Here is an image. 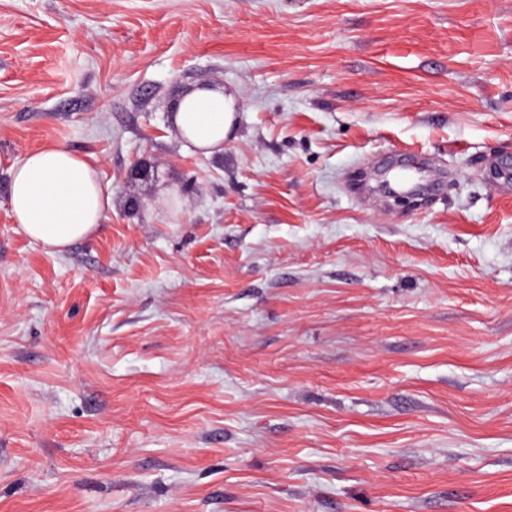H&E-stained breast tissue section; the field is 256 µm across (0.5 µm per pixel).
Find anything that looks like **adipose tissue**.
I'll return each mask as SVG.
<instances>
[{"mask_svg":"<svg viewBox=\"0 0 512 512\" xmlns=\"http://www.w3.org/2000/svg\"><path fill=\"white\" fill-rule=\"evenodd\" d=\"M232 103L222 90L201 88L179 100L175 122L184 138L208 151L231 134ZM5 191L15 223L53 252L94 233L112 208L97 169L58 145L29 151L12 164Z\"/></svg>","mask_w":512,"mask_h":512,"instance_id":"adipose-tissue-1","label":"adipose tissue"}]
</instances>
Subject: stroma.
Segmentation results:
<instances>
[{
	"mask_svg": "<svg viewBox=\"0 0 512 512\" xmlns=\"http://www.w3.org/2000/svg\"><path fill=\"white\" fill-rule=\"evenodd\" d=\"M47 144L113 197L61 253ZM0 512H512V0H0ZM234 98L222 89L200 88L178 102L175 122L182 136L205 153L224 142L232 132ZM224 146V143H222ZM5 191L15 223L53 252L94 233L112 209V193L97 169L58 145L29 151L12 164Z\"/></svg>",
	"mask_w": 512,
	"mask_h": 512,
	"instance_id": "stroma-1",
	"label": "stroma"
}]
</instances>
